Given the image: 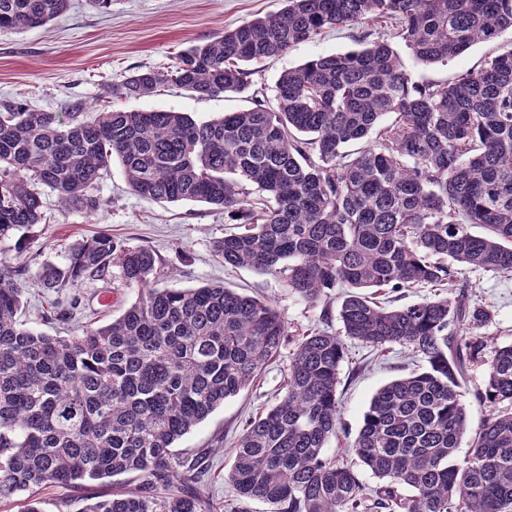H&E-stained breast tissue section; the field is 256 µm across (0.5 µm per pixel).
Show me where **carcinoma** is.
<instances>
[{"label":"carcinoma","mask_w":512,"mask_h":512,"mask_svg":"<svg viewBox=\"0 0 512 512\" xmlns=\"http://www.w3.org/2000/svg\"><path fill=\"white\" fill-rule=\"evenodd\" d=\"M148 69L109 93L142 98L174 85L198 98L249 92L251 66L324 30L359 26L362 48L314 58L280 74L275 104L197 122L172 110L77 107L0 112V240L41 223V189L65 210L95 214L94 190L119 161L131 191L224 209L236 230L214 242L231 267L287 279L298 298L345 293L342 333L317 329L299 343L286 391L250 419L228 480L239 499L277 512H512V344L494 348L484 390L488 414L470 430L462 382L487 346L467 331L492 320L467 285L392 307V293L446 285L452 265L512 274V44L449 82H413L390 42L416 62L451 61L512 29V0H286ZM68 0H0V28L23 31L62 15ZM390 116L388 124L383 118ZM356 142L355 152L345 146ZM480 225L484 235L471 232ZM161 266L144 247L107 233L76 245L42 274L56 294L112 269L135 300L112 321L68 337L19 317L21 257H0V499L36 488H81L135 473L141 484L86 512H206L197 459L178 472L175 443L250 385L288 336L269 302L222 285L157 288ZM382 352L422 355L428 367L372 397L351 444L378 480L363 492L354 464L325 450L339 424L345 339ZM470 444L458 458L461 441Z\"/></svg>","instance_id":"cac0c4a2"}]
</instances>
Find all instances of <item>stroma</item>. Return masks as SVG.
I'll return each instance as SVG.
<instances>
[{"instance_id":"35a3bbf8","label":"stroma","mask_w":512,"mask_h":512,"mask_svg":"<svg viewBox=\"0 0 512 512\" xmlns=\"http://www.w3.org/2000/svg\"><path fill=\"white\" fill-rule=\"evenodd\" d=\"M284 5L285 0H112L109 8L96 9L88 0H70L67 11L45 26L20 32L0 29V105L20 104L60 116L78 105L98 110L172 109L197 120L250 108V99L243 95L198 99L172 85L140 99L111 97L106 90L109 83L138 69L172 68L181 51ZM358 35L352 27L328 29L256 65L253 90L273 101L275 83L283 71L321 55L356 49ZM510 43L512 30L497 41L475 44L454 60L429 66L417 64L402 41L393 40L392 45L410 78L421 83L453 80L460 72L479 68L498 47ZM95 193L102 201L97 214L62 210L50 194L41 224L0 240V253L10 257L18 245L27 247L22 254L28 272L21 319L37 332L69 336L91 322L118 316L135 300L136 289L120 279L87 281L74 290L77 304L71 320L56 319L58 297L41 288V273L49 267H64L70 247L101 231L126 245L152 249L162 262L157 287L216 284L276 306L288 328L279 356L252 385L227 399L175 444L179 460L209 458L204 495L210 512H273V505L263 500L238 501L225 479L232 464L231 450L246 421L265 413L284 394L302 336L317 328L340 331L339 298L331 290L317 302H305L291 292L284 278L224 266L213 251L214 241L229 230L223 211L200 202L141 198L130 190L119 163H112ZM452 274L455 283L471 285L472 302L490 306L494 312L491 323L482 327V335L496 346L512 343V276L496 277L463 265L453 266ZM425 366L424 358L399 346L380 353L361 342L348 341L339 371L341 426L328 444L327 455H350L349 445L376 391ZM117 484L132 488L137 478L123 474L115 483L96 481L85 489L49 487L37 495L39 508L41 512H84L88 498L109 494Z\"/></svg>"}]
</instances>
